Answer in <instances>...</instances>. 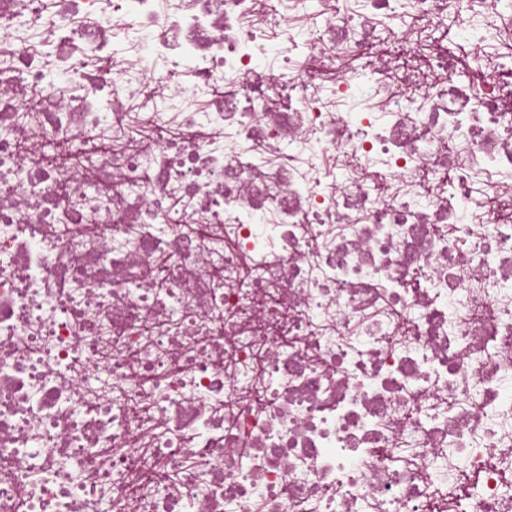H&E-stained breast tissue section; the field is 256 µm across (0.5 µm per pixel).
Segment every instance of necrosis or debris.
Segmentation results:
<instances>
[{
  "label": "necrosis or debris",
  "mask_w": 512,
  "mask_h": 512,
  "mask_svg": "<svg viewBox=\"0 0 512 512\" xmlns=\"http://www.w3.org/2000/svg\"><path fill=\"white\" fill-rule=\"evenodd\" d=\"M0 512H512V0H0Z\"/></svg>",
  "instance_id": "1"
}]
</instances>
